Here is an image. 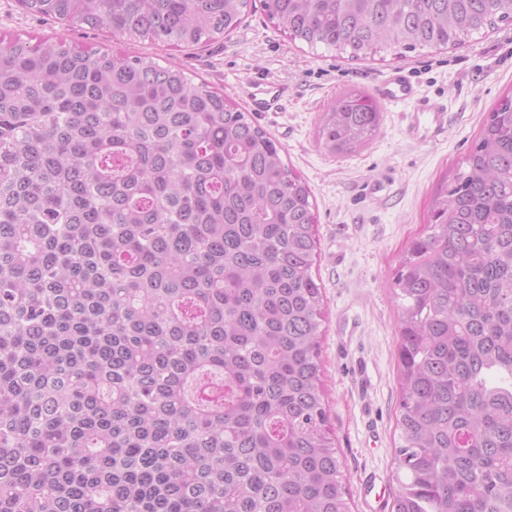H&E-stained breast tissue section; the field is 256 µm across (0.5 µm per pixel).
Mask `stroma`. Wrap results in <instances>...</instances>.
<instances>
[{
  "mask_svg": "<svg viewBox=\"0 0 512 512\" xmlns=\"http://www.w3.org/2000/svg\"><path fill=\"white\" fill-rule=\"evenodd\" d=\"M64 32L81 46L120 43L106 31L62 28L0 0V36ZM136 51L191 74L251 111L249 87L274 81L287 93L278 111L255 114L284 147V160L305 180L317 207L323 293L321 342L329 426L336 440L351 512H369L363 478L396 494L399 309L392 290L400 256L425 229L435 197L462 167L483 120L512 90V24L465 37L448 49L419 48L376 60L291 41L262 5L229 35L199 48L139 43ZM410 72L421 94L448 108L443 130L406 135L402 108L382 106L375 138L358 154L338 157L318 143L321 115L346 91L374 95L390 72Z\"/></svg>",
  "mask_w": 512,
  "mask_h": 512,
  "instance_id": "obj_1",
  "label": "stroma"
}]
</instances>
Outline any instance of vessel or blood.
Segmentation results:
<instances>
[{
	"mask_svg": "<svg viewBox=\"0 0 512 512\" xmlns=\"http://www.w3.org/2000/svg\"><path fill=\"white\" fill-rule=\"evenodd\" d=\"M284 90L274 82H258L253 86L250 100L254 111L271 112L278 106ZM379 98L393 107L406 106L411 110V129L420 125L439 131L448 122L445 106L434 99L421 96L406 73L395 71L388 74L377 89Z\"/></svg>",
	"mask_w": 512,
	"mask_h": 512,
	"instance_id": "b4317fda",
	"label": "vessel or blood"
}]
</instances>
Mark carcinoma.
<instances>
[{
	"label": "carcinoma",
	"mask_w": 512,
	"mask_h": 512,
	"mask_svg": "<svg viewBox=\"0 0 512 512\" xmlns=\"http://www.w3.org/2000/svg\"><path fill=\"white\" fill-rule=\"evenodd\" d=\"M198 46L249 0H19ZM293 41L441 48L512 0H263ZM359 92L318 138L378 133ZM223 92L64 36L0 46V512H351L308 184ZM401 255L392 512H512V93Z\"/></svg>",
	"instance_id": "obj_1"
}]
</instances>
